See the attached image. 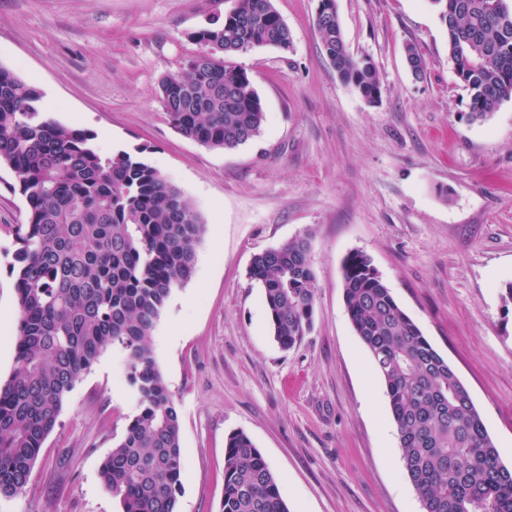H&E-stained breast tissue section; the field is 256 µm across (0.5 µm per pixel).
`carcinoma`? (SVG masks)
Returning <instances> with one entry per match:
<instances>
[{"label": "carcinoma", "mask_w": 512, "mask_h": 512, "mask_svg": "<svg viewBox=\"0 0 512 512\" xmlns=\"http://www.w3.org/2000/svg\"><path fill=\"white\" fill-rule=\"evenodd\" d=\"M448 55L469 90V118L512 100V0H430ZM343 83L369 101L381 94L369 60L347 50L338 16L316 24ZM219 48L162 79L171 125L213 150L260 133L265 111L240 46L286 49L291 32L272 0H234L220 23L195 33ZM41 95L0 67V166L17 175L28 222L17 225L19 321L12 372L0 381V495L21 493L69 393L110 346L124 354L139 411L99 469L121 512H177L181 425L152 349L173 290L193 276L204 224L154 167L125 150L102 154L89 130L62 125ZM311 235L254 256L272 335L283 350L313 325ZM343 299L369 353L396 425L400 461L422 512H512V467L448 361L400 307L368 255L343 261ZM222 512H289L275 474L251 438L229 434Z\"/></svg>", "instance_id": "carcinoma-1"}]
</instances>
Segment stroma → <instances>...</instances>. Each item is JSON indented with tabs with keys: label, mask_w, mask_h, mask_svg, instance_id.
Masks as SVG:
<instances>
[{
	"label": "stroma",
	"mask_w": 512,
	"mask_h": 512,
	"mask_svg": "<svg viewBox=\"0 0 512 512\" xmlns=\"http://www.w3.org/2000/svg\"><path fill=\"white\" fill-rule=\"evenodd\" d=\"M335 3L348 51L380 74V97L340 80L314 25L318 0H273L291 47L235 59L261 97V134L211 150L170 125L159 86L233 0H0V67L35 86L59 123L95 133L101 153L142 154L205 226L194 275L173 290L152 339L181 420L178 512H221L235 431L259 449L290 512H422L343 301L342 263L356 250L454 368L512 466V309L501 300L512 281V100L468 119L469 92L429 0ZM27 218L1 166V380L15 356V230ZM304 233L314 323L285 351L248 270L255 254ZM137 411L124 356L108 348L0 512H120L99 468Z\"/></svg>",
	"instance_id": "1"
}]
</instances>
